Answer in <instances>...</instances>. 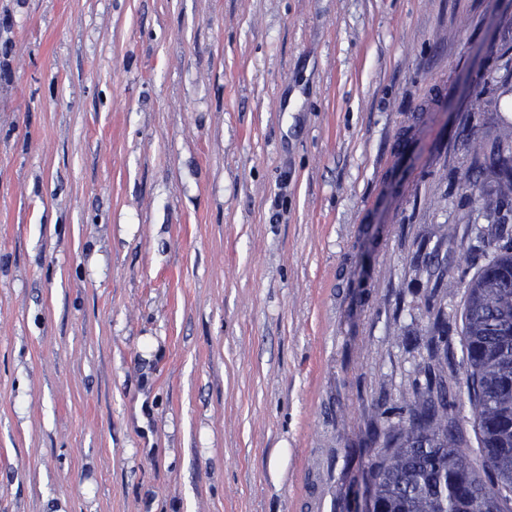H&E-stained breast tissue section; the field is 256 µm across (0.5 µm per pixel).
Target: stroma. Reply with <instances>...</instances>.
Masks as SVG:
<instances>
[{"label": "stroma", "mask_w": 512, "mask_h": 512, "mask_svg": "<svg viewBox=\"0 0 512 512\" xmlns=\"http://www.w3.org/2000/svg\"><path fill=\"white\" fill-rule=\"evenodd\" d=\"M507 124V0H0V512H367Z\"/></svg>", "instance_id": "stroma-1"}]
</instances>
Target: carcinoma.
I'll return each instance as SVG.
<instances>
[{"label":"carcinoma","instance_id":"carcinoma-1","mask_svg":"<svg viewBox=\"0 0 512 512\" xmlns=\"http://www.w3.org/2000/svg\"><path fill=\"white\" fill-rule=\"evenodd\" d=\"M496 179L494 211L512 208V152L484 157ZM471 231L491 248L475 273L464 266L461 346L466 389L457 390L438 355L448 343L439 308L425 331L424 380L401 393V417L384 433L369 474L373 512H458L466 501L482 512H512V226L478 224ZM467 401L478 439L475 464L452 409Z\"/></svg>","mask_w":512,"mask_h":512}]
</instances>
